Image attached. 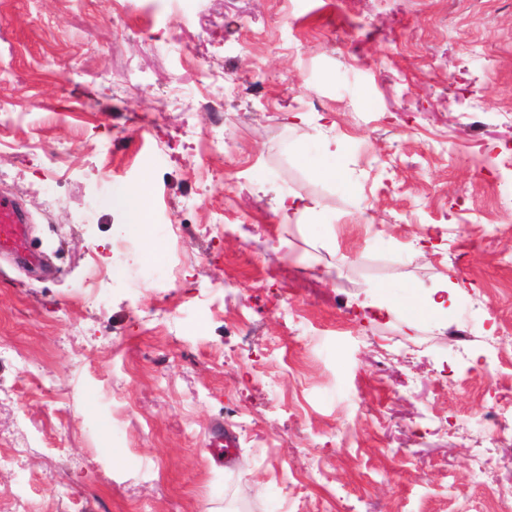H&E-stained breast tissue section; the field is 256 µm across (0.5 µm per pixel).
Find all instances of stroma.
<instances>
[{
  "mask_svg": "<svg viewBox=\"0 0 512 512\" xmlns=\"http://www.w3.org/2000/svg\"><path fill=\"white\" fill-rule=\"evenodd\" d=\"M0 193L44 259L0 256V512L512 486V429L477 422L512 401V0H0ZM121 203L132 213L133 231L143 238H149L152 222L150 211L145 204V193L142 190L129 191L122 197ZM456 284L448 281V277L442 281L438 288L428 293H417L413 297V313L409 315V327L414 328L416 318L421 315L435 316L451 311L454 304V289Z\"/></svg>",
  "mask_w": 512,
  "mask_h": 512,
  "instance_id": "35a3bbf8",
  "label": "stroma"
}]
</instances>
